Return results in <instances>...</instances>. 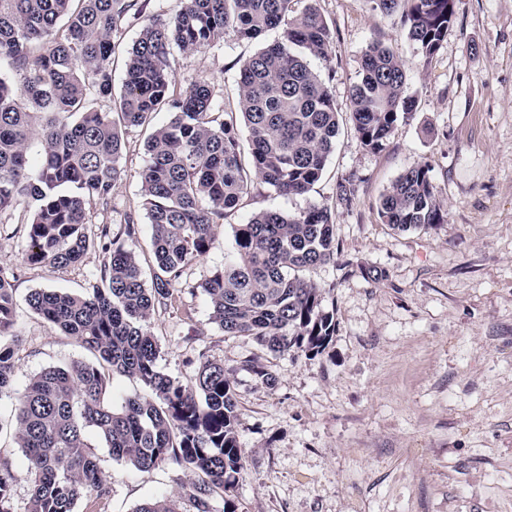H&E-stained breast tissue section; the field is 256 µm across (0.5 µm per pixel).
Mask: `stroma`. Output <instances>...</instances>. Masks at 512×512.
Here are the masks:
<instances>
[{
    "label": "stroma",
    "instance_id": "stroma-1",
    "mask_svg": "<svg viewBox=\"0 0 512 512\" xmlns=\"http://www.w3.org/2000/svg\"><path fill=\"white\" fill-rule=\"evenodd\" d=\"M317 6L336 55L311 66L329 76L339 110L347 111L375 42L404 59L416 106L378 150L342 123L324 175L305 195L254 185L185 271L177 309L156 313L160 366L186 383L203 356L235 370L247 450L239 512H512V0H453V28L428 62L407 40L401 13H381L374 0ZM278 36L245 41L229 33L208 50L173 52L174 93L204 78L215 103L234 104L242 62ZM169 119L156 113L151 126L126 134L111 203L86 204L89 244L79 265L26 264L31 208L0 215V272L14 288L21 339L15 388L44 368L91 360L26 298L38 288L78 292L99 277L102 225L116 230L126 214L138 215L132 246L151 268L139 174L151 127ZM418 163L433 169L445 222L397 233L382 222L379 199ZM348 180L354 191L344 200L338 185ZM312 204L335 216L336 260L308 276L335 313L336 334L321 357L272 360L270 387L242 371L259 350L212 324L200 284L223 266L236 225L266 209L295 213ZM369 268L383 277L368 278ZM90 442L112 493L83 499L77 512H134L151 498L187 495L181 469L140 471L114 461L98 437Z\"/></svg>",
    "mask_w": 512,
    "mask_h": 512
}]
</instances>
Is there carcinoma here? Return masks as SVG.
Wrapping results in <instances>:
<instances>
[{"label":"carcinoma","mask_w":512,"mask_h":512,"mask_svg":"<svg viewBox=\"0 0 512 512\" xmlns=\"http://www.w3.org/2000/svg\"><path fill=\"white\" fill-rule=\"evenodd\" d=\"M382 13L403 4L406 37L426 59L447 40L452 0H375ZM141 0H0V213L36 202L27 227L25 260L55 268L83 260L88 238L86 201L112 199L122 176L119 127L138 128L161 111L171 114L145 143L148 162L140 192L155 261L146 282L137 251L109 227L98 236L107 261L99 279L81 293L40 288L26 298L33 313L92 352L97 362L74 360L45 368L21 389L16 370V303L0 273V397H13V440L25 459L30 484L26 512H75L88 495L111 494L87 441L95 431L112 459L140 471L159 465L189 477L190 509L159 496L134 512H238L236 488L246 467L238 430L235 371L202 356L193 381L165 373L152 331L156 311L175 307L185 268L205 256L218 220L235 210L252 185L283 196L308 193L336 148L342 113L328 86L310 66L336 52L333 33L314 0L301 12L294 0H182L173 15L144 20L126 52L125 78L113 95V35L142 17ZM279 38L242 63L236 109L213 102L199 80L174 96L169 57L205 50L229 32L256 40ZM407 69L394 49L373 43L360 80L349 91V114L361 143L379 149L413 109ZM99 99L112 112L94 107ZM249 133L244 148L239 123ZM39 144L32 158V143ZM378 213L399 232L444 222L430 165L406 169L382 194ZM331 209L311 205L296 213L265 210L234 227L224 266L199 288L210 319L226 336H247L261 352L242 369L271 386L268 358L323 355L336 333L323 291L306 277L336 262ZM144 389L121 408L105 397L110 375ZM16 479L0 458V512H14Z\"/></svg>","instance_id":"cac0c4a2"}]
</instances>
